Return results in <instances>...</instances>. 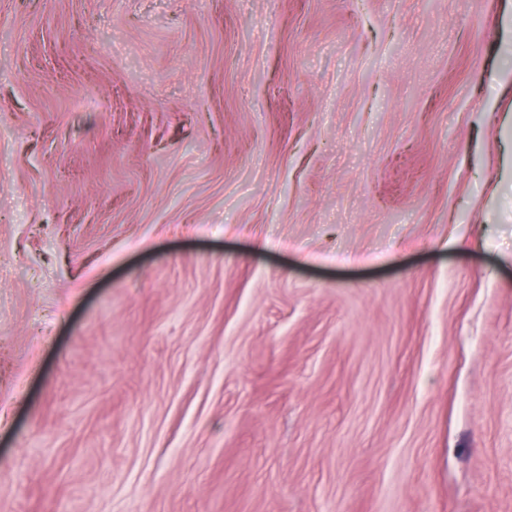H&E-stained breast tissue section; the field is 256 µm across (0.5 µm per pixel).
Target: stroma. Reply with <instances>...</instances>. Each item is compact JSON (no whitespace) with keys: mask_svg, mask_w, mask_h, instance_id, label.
<instances>
[{"mask_svg":"<svg viewBox=\"0 0 512 512\" xmlns=\"http://www.w3.org/2000/svg\"><path fill=\"white\" fill-rule=\"evenodd\" d=\"M0 512H512V0H0Z\"/></svg>","mask_w":512,"mask_h":512,"instance_id":"35a3bbf8","label":"stroma"}]
</instances>
